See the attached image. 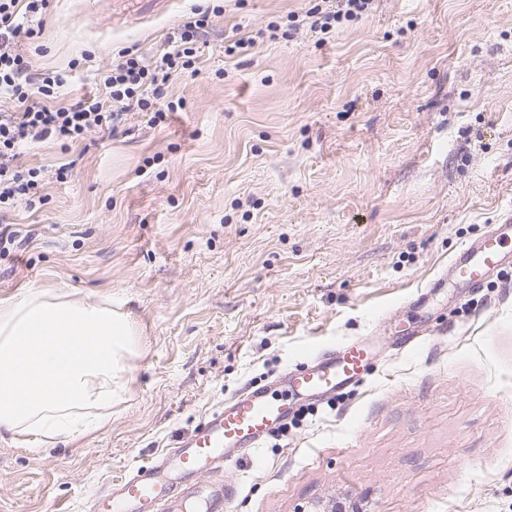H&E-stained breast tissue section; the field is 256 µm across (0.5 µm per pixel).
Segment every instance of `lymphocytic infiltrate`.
<instances>
[{
    "label": "lymphocytic infiltrate",
    "mask_w": 512,
    "mask_h": 512,
    "mask_svg": "<svg viewBox=\"0 0 512 512\" xmlns=\"http://www.w3.org/2000/svg\"><path fill=\"white\" fill-rule=\"evenodd\" d=\"M371 0H330L300 14H291L292 27L329 33L333 24L355 20L367 12ZM50 0H0V99L12 104L0 113V212L18 202L35 208L32 195L44 180L40 168H23L17 159L23 147L48 138L74 142L93 131H115L132 110L149 114L154 125L183 107L167 99L166 89L180 71L195 66L203 54L200 44L208 26V11L192 9L175 36L152 56L127 50L97 76L105 96L88 95L60 106L63 76L40 73L26 60L22 45L41 31Z\"/></svg>",
    "instance_id": "f902f5d3"
}]
</instances>
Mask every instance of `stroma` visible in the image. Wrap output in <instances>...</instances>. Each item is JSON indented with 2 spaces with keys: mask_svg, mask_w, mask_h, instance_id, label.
I'll return each instance as SVG.
<instances>
[{
  "mask_svg": "<svg viewBox=\"0 0 512 512\" xmlns=\"http://www.w3.org/2000/svg\"><path fill=\"white\" fill-rule=\"evenodd\" d=\"M200 0H51L26 52L99 92L124 48L152 55ZM204 62L154 126L18 158L51 184L0 253V299L63 289L124 304L138 330L124 403L40 452L0 440V512H89L247 387L366 342L373 367L217 477L228 512H512V268L430 289L512 214V0H372L327 34L289 30L310 0H218ZM254 50L230 58L241 36ZM64 179H56L61 164Z\"/></svg>",
  "mask_w": 512,
  "mask_h": 512,
  "instance_id": "35a3bbf8",
  "label": "stroma"
}]
</instances>
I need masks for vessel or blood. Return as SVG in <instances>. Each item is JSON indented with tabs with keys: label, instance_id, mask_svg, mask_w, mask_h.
<instances>
[{
	"label": "vessel or blood",
	"instance_id": "1",
	"mask_svg": "<svg viewBox=\"0 0 512 512\" xmlns=\"http://www.w3.org/2000/svg\"><path fill=\"white\" fill-rule=\"evenodd\" d=\"M506 237L512 238V219L492 225L483 237L465 243L448 263V280L462 288L481 287L487 275L512 264V255L500 249ZM366 365L365 349L353 344L341 353H322L307 370L292 375L289 383L313 398H331L359 381ZM288 415V405L266 387H250L236 399L212 408L195 431L161 459L111 481L92 500V512H172L184 500L178 491L182 480L192 476L204 480L195 491L204 512H226L234 491L223 482L210 481V474L238 460L241 452L258 450Z\"/></svg>",
	"mask_w": 512,
	"mask_h": 512
}]
</instances>
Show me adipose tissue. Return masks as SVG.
Here are the masks:
<instances>
[{
  "instance_id": "adipose-tissue-1",
  "label": "adipose tissue",
  "mask_w": 512,
  "mask_h": 512,
  "mask_svg": "<svg viewBox=\"0 0 512 512\" xmlns=\"http://www.w3.org/2000/svg\"><path fill=\"white\" fill-rule=\"evenodd\" d=\"M137 330L111 300L31 289L0 300V438L51 448L122 403Z\"/></svg>"
}]
</instances>
